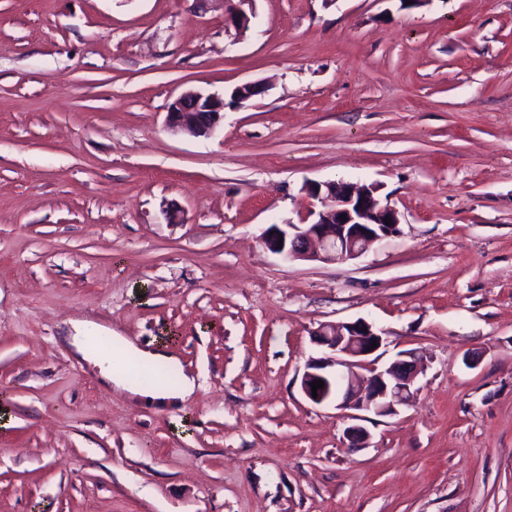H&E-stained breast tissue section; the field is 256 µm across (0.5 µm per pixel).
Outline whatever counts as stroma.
<instances>
[{
    "label": "stroma",
    "mask_w": 512,
    "mask_h": 512,
    "mask_svg": "<svg viewBox=\"0 0 512 512\" xmlns=\"http://www.w3.org/2000/svg\"><path fill=\"white\" fill-rule=\"evenodd\" d=\"M0 0V512H512V0ZM268 91L209 138L186 90ZM375 184L400 233L346 263L259 241ZM365 319L408 405L300 388L313 331ZM195 381L104 384L70 321ZM113 338L120 344L111 352H94L95 357L93 361L99 366L103 377L118 386L127 387L133 393H139L146 397L158 400L163 404L168 400L180 399L184 401L192 392L194 388V381L189 377H184L179 386L170 388L165 385H153V387H142L139 385L131 384L128 377V363L126 360L127 352L133 353L142 360L143 363L158 364L164 356L161 353L142 351L137 349L133 344L127 342L120 336H113Z\"/></svg>",
    "instance_id": "1"
}]
</instances>
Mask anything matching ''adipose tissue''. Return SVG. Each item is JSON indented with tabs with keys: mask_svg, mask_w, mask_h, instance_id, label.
I'll list each match as a JSON object with an SVG mask.
<instances>
[{
	"mask_svg": "<svg viewBox=\"0 0 512 512\" xmlns=\"http://www.w3.org/2000/svg\"><path fill=\"white\" fill-rule=\"evenodd\" d=\"M136 352L138 358L145 363H158L161 355L157 352L138 351L135 350L133 344L129 342H121L120 346L113 351H103L96 353L94 357L95 363L99 366L103 377L119 386L130 388L131 392H138L141 395L165 402L168 400L186 399L193 391L194 382L191 378H183L180 385L170 388L164 385H156L153 387H138L132 384L128 377V363L126 360L127 352Z\"/></svg>",
	"mask_w": 512,
	"mask_h": 512,
	"instance_id": "ef3b65f1",
	"label": "adipose tissue"
}]
</instances>
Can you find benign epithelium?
<instances>
[{"mask_svg": "<svg viewBox=\"0 0 512 512\" xmlns=\"http://www.w3.org/2000/svg\"><path fill=\"white\" fill-rule=\"evenodd\" d=\"M224 6V24L242 30L248 17L241 5L248 0H220ZM267 87L260 82H246L234 87L230 103L243 105L262 95ZM225 97L186 90L168 106L167 127L174 133L187 132L196 137H211L224 119ZM305 195L331 205L311 211L309 224H272L262 234L261 242L285 261L348 262L361 257L373 244L399 231L400 214L382 203L376 185L348 182H310L302 187ZM391 224H386V221ZM314 342L325 348L326 355L309 360L300 387L314 404L336 402L338 409H350L376 415H395L398 407L413 397L412 387L424 366L417 353H408L379 369L369 356L381 347L382 331L364 320L320 325L312 332ZM366 369V383H358L357 369ZM322 380L324 386L312 392L311 383ZM345 428L352 447L368 440L367 430L356 423Z\"/></svg>", "mask_w": 512, "mask_h": 512, "instance_id": "obj_1", "label": "benign epithelium"}]
</instances>
